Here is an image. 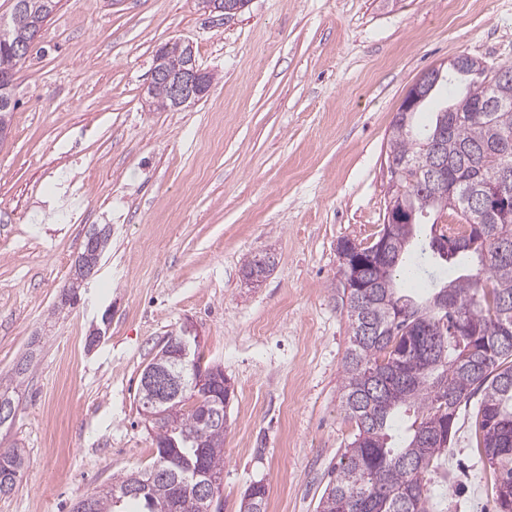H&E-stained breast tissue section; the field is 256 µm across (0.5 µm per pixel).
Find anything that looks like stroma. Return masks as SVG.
Instances as JSON below:
<instances>
[{"label":"stroma","instance_id":"1","mask_svg":"<svg viewBox=\"0 0 512 512\" xmlns=\"http://www.w3.org/2000/svg\"><path fill=\"white\" fill-rule=\"evenodd\" d=\"M178 39L214 80L157 112L154 55ZM462 53L512 63V0H250L225 19L196 0H60L16 73L0 143V378L34 356L0 432L30 466L0 512H71L146 467L138 382L188 323L234 386L223 512L256 481L266 512H316L354 431L336 244L378 231L393 118L424 70ZM104 224L99 268L59 308ZM268 249L273 271L248 285L245 261ZM476 410L461 408L424 477L436 512H496Z\"/></svg>","mask_w":512,"mask_h":512}]
</instances>
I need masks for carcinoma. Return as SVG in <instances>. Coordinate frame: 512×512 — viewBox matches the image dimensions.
<instances>
[{
  "label": "carcinoma",
  "mask_w": 512,
  "mask_h": 512,
  "mask_svg": "<svg viewBox=\"0 0 512 512\" xmlns=\"http://www.w3.org/2000/svg\"><path fill=\"white\" fill-rule=\"evenodd\" d=\"M60 0H13L10 19L3 25L9 44L25 43L36 24L44 23ZM166 75L148 87L159 111L179 107L167 76L178 74L183 63L168 56ZM13 77L0 78V126L8 127L15 109ZM424 107L434 119L423 130L415 114L394 119L400 129L389 133L388 158L403 163L400 184L416 211V223L404 224L389 242L387 260L361 270L360 279L377 288H353L347 294L350 345L341 363V404L355 433L318 501L317 512H335L348 503V512H431L423 478L438 467L448 451L462 402L481 393L475 437L479 456L496 476L498 512L512 497V219L488 214L480 204L484 195L503 186V172H512V84L495 88L477 75H450L432 89ZM448 127L441 150L448 156L447 196H433L425 173L434 165L429 147L440 126ZM443 212L459 220L446 229L461 240L442 254L434 236L421 225ZM467 262L466 272L440 284L428 267ZM450 304L437 301L443 290ZM140 414L163 413L153 435L154 462L148 466L147 490H130L131 474L117 475L90 495L81 496L73 512H117V503L133 512H197L193 476L224 473V436L227 426L203 423L206 412L226 410L204 392L199 405L177 399L146 408L150 399L138 386ZM0 428L15 421L16 407L9 387L0 384ZM29 461L19 448L0 449V496L13 492ZM267 487L258 481L245 491L240 512H265Z\"/></svg>",
  "instance_id": "1"
}]
</instances>
